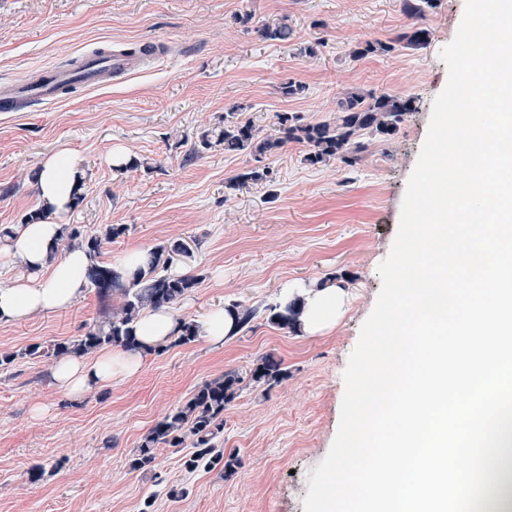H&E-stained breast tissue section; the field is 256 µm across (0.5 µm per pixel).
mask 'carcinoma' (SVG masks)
Masks as SVG:
<instances>
[{
	"instance_id": "carcinoma-1",
	"label": "carcinoma",
	"mask_w": 512,
	"mask_h": 512,
	"mask_svg": "<svg viewBox=\"0 0 512 512\" xmlns=\"http://www.w3.org/2000/svg\"><path fill=\"white\" fill-rule=\"evenodd\" d=\"M403 11L419 19L436 7V0H402ZM430 40V31L412 26L394 39L364 41L351 47L348 55L360 59L370 54H389L402 44L423 47ZM244 110L235 106L224 116V123L201 132L192 154L221 147L226 153L248 152L256 158L273 154L292 142L304 143L308 152L304 161L310 165H326L337 161L346 168L355 167L374 139L389 142L399 134L406 116L415 111V98L391 93H375L363 88H351L336 102L335 116L330 121L306 122L300 116L282 113L278 116V135L263 137L249 121L235 114ZM126 231L122 225H110L104 230L87 234L76 225L66 224L60 243L50 247V258H56L64 248L78 246L89 257L86 268V286L95 290L103 302L119 297L105 324L85 335L53 343L48 347L32 344L20 352L0 353V366H8L23 357H54L71 353L88 354L104 346L136 347L133 323L147 311L170 309L191 293L200 278L194 275L172 277L168 267L172 255L190 256L182 243L157 245L146 253V261L131 276L125 277L111 264L101 259L103 245L120 237ZM301 300L287 304L276 302L266 307L267 320L272 325L296 332ZM287 374L283 361L272 354L259 358L249 372L255 384H271ZM244 376L237 370H227L199 387L185 402L172 408L142 437L139 447L130 459V467L141 470L155 460L158 448H180L191 441L192 455L185 461L190 470L216 466L231 477L239 465L236 454L224 455L218 440L224 431V410L238 396Z\"/></svg>"
}]
</instances>
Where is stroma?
Wrapping results in <instances>:
<instances>
[{
  "mask_svg": "<svg viewBox=\"0 0 512 512\" xmlns=\"http://www.w3.org/2000/svg\"><path fill=\"white\" fill-rule=\"evenodd\" d=\"M464 9L465 0H438L420 20L431 33L426 47L355 60L354 44L411 26L400 0H0V85L100 46H162L110 86L0 112V227L39 210L41 162L65 149L83 178L66 223L126 228L105 244L103 261L180 241L192 256L176 263L200 282L176 306L179 317L234 303L257 311L250 330L224 343L199 338L146 354L134 378L77 399L55 387L54 359L0 369V512H304L308 475L338 429L343 373L381 286L377 267L399 225L432 101L448 81L440 52ZM268 25L288 27V41L263 39ZM314 42L316 56L305 55ZM289 78L305 85L303 95L282 94ZM353 87L411 96L417 106L398 138L374 142L355 168L308 166L300 143L259 161L220 148L188 157L199 133L222 124L232 106L270 136L284 112L332 119ZM117 147L147 167L115 172ZM260 165L269 178L247 180ZM236 177L240 185L228 188ZM343 273L351 304L331 331L303 336L267 322L265 308L285 284ZM108 313L86 289L69 308L0 325V352L77 338ZM268 353L282 359L287 377L247 386L224 412L219 444L240 459L233 476L187 471L184 448L157 449L151 469H131L142 436L173 407ZM39 465L44 477L31 480Z\"/></svg>",
  "mask_w": 512,
  "mask_h": 512,
  "instance_id": "stroma-1",
  "label": "stroma"
}]
</instances>
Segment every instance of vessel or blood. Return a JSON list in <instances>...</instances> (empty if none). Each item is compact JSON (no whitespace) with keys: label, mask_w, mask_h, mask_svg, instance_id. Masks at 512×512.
Returning <instances> with one entry per match:
<instances>
[{"label":"vessel or blood","mask_w":512,"mask_h":512,"mask_svg":"<svg viewBox=\"0 0 512 512\" xmlns=\"http://www.w3.org/2000/svg\"><path fill=\"white\" fill-rule=\"evenodd\" d=\"M153 52L154 47L150 44L134 52L115 48L84 56L73 67L45 68L25 82L1 86L0 112L13 111L16 101L20 99L51 103L77 89L101 87L138 69Z\"/></svg>","instance_id":"b4317fda"}]
</instances>
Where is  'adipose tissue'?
Returning a JSON list of instances; mask_svg holds the SVG:
<instances>
[{
    "label": "adipose tissue",
    "instance_id": "ef3b65f1",
    "mask_svg": "<svg viewBox=\"0 0 512 512\" xmlns=\"http://www.w3.org/2000/svg\"><path fill=\"white\" fill-rule=\"evenodd\" d=\"M77 185L76 167L63 152L48 157L38 179L39 198L47 212L45 219L16 227L12 235L0 238V257L21 263L27 275L0 287V324L12 323L37 313L65 309L83 294V271L88 257L83 249L67 250L60 259L49 257V248L62 230L61 217L73 205ZM301 299V333L314 336L335 326L349 299L345 287L336 282L287 285L283 301ZM179 319L171 311L145 313L134 325L138 349L100 350L94 354L60 358L53 378L58 390L78 397L88 390L124 381L137 375L143 355L165 347L178 333Z\"/></svg>",
    "mask_w": 512,
    "mask_h": 512
}]
</instances>
